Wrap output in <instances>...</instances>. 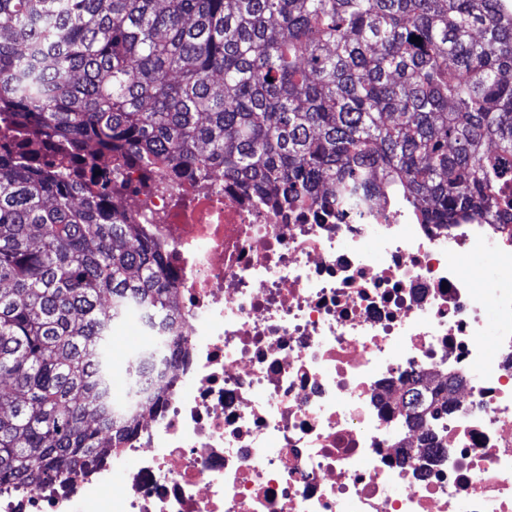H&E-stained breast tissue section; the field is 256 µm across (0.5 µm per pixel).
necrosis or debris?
<instances>
[{
    "mask_svg": "<svg viewBox=\"0 0 512 512\" xmlns=\"http://www.w3.org/2000/svg\"><path fill=\"white\" fill-rule=\"evenodd\" d=\"M125 177L181 309L162 400L97 465L1 491L0 512H512L511 225L281 208L212 171ZM477 245L493 280L459 261ZM415 383L437 419L406 420Z\"/></svg>",
    "mask_w": 512,
    "mask_h": 512,
    "instance_id": "1",
    "label": "necrosis or debris"
}]
</instances>
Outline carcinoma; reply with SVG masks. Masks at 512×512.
Here are the masks:
<instances>
[{"label": "carcinoma", "instance_id": "1", "mask_svg": "<svg viewBox=\"0 0 512 512\" xmlns=\"http://www.w3.org/2000/svg\"><path fill=\"white\" fill-rule=\"evenodd\" d=\"M129 165L178 185L217 170L289 207L379 197L422 224H498L512 0H0V489L106 456L160 401L141 384L112 401V324L179 319L123 205ZM161 366L136 354L129 386ZM432 406L402 397L413 422Z\"/></svg>", "mask_w": 512, "mask_h": 512}]
</instances>
